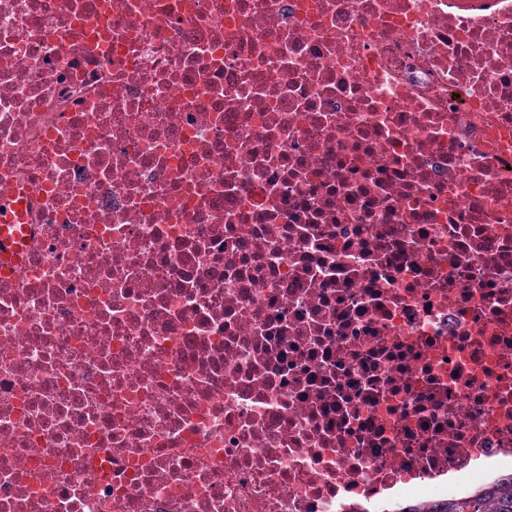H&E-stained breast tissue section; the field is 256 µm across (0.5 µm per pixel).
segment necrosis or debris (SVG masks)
<instances>
[{
	"label": "necrosis or debris",
	"mask_w": 512,
	"mask_h": 512,
	"mask_svg": "<svg viewBox=\"0 0 512 512\" xmlns=\"http://www.w3.org/2000/svg\"><path fill=\"white\" fill-rule=\"evenodd\" d=\"M0 512H386L512 467V0H0Z\"/></svg>",
	"instance_id": "4bbe7bcc"
}]
</instances>
